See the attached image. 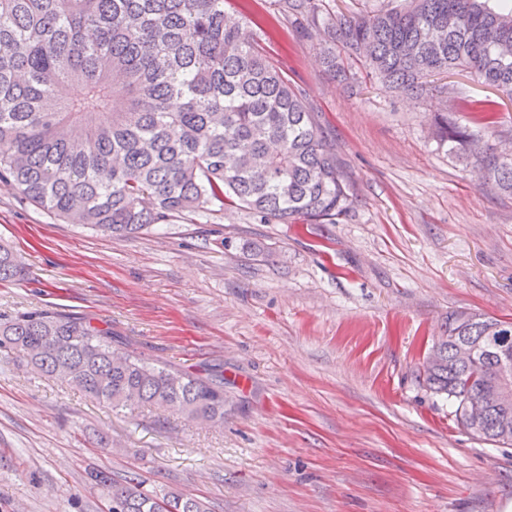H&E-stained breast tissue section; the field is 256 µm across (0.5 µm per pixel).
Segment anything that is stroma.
I'll use <instances>...</instances> for the list:
<instances>
[{
  "instance_id": "stroma-1",
  "label": "stroma",
  "mask_w": 512,
  "mask_h": 512,
  "mask_svg": "<svg viewBox=\"0 0 512 512\" xmlns=\"http://www.w3.org/2000/svg\"><path fill=\"white\" fill-rule=\"evenodd\" d=\"M270 35L353 186L334 224H263L245 208L136 234L66 224L0 182V243L25 274L0 321L34 308L112 326L148 362L224 375V423L134 412L0 360V512H107L87 472L210 512H512V446L476 440L416 377L450 313L512 321V198L478 186L431 134L461 100L512 99L467 74L414 96L332 79L318 38L277 0H231Z\"/></svg>"
}]
</instances>
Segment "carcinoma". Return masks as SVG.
Here are the masks:
<instances>
[{"mask_svg": "<svg viewBox=\"0 0 512 512\" xmlns=\"http://www.w3.org/2000/svg\"><path fill=\"white\" fill-rule=\"evenodd\" d=\"M406 0L370 15H338L323 0H279L304 31L321 27L327 72L346 76L345 52L386 89L444 93L435 77L464 70L512 99V0ZM258 23L227 0H0V182L68 224L134 234L174 217L242 205L265 224H334L353 202L345 172L299 89L269 59ZM180 102L177 110L173 101ZM478 127L440 112L434 134L478 182L512 197V157L484 145L497 103ZM23 266L0 244V283ZM450 336L477 344L464 368L443 354L417 377L448 395L458 425L512 445V428L475 424L466 402L502 411L487 338L512 323L471 311L448 317ZM0 353L64 378L114 410L165 405L207 423L224 421V378L150 364L114 346L112 327L32 310L0 322ZM110 489L112 512H208L198 498L161 497L132 473Z\"/></svg>", "mask_w": 512, "mask_h": 512, "instance_id": "cac0c4a2", "label": "carcinoma"}]
</instances>
